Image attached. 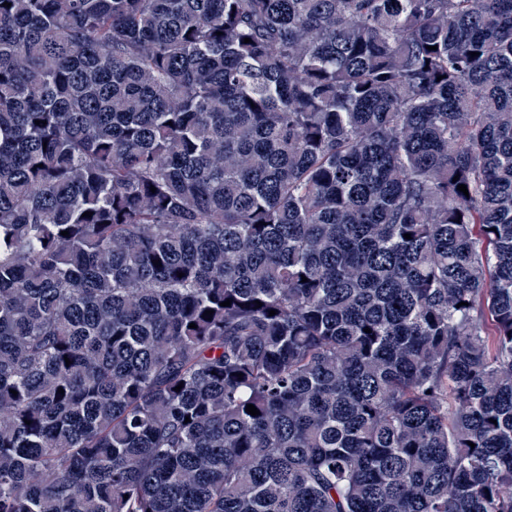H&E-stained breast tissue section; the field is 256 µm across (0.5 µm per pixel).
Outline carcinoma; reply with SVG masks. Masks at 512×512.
<instances>
[{
  "mask_svg": "<svg viewBox=\"0 0 512 512\" xmlns=\"http://www.w3.org/2000/svg\"><path fill=\"white\" fill-rule=\"evenodd\" d=\"M0 512H512V0H0Z\"/></svg>",
  "mask_w": 512,
  "mask_h": 512,
  "instance_id": "obj_1",
  "label": "carcinoma"
}]
</instances>
